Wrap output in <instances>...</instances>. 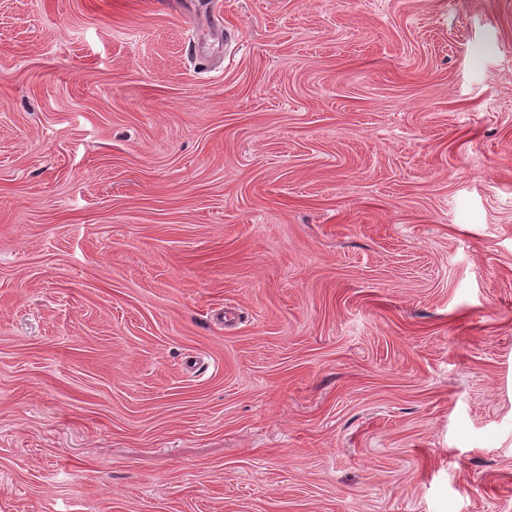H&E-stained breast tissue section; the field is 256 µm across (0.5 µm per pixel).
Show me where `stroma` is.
I'll use <instances>...</instances> for the list:
<instances>
[{"instance_id":"35a3bbf8","label":"stroma","mask_w":512,"mask_h":512,"mask_svg":"<svg viewBox=\"0 0 512 512\" xmlns=\"http://www.w3.org/2000/svg\"><path fill=\"white\" fill-rule=\"evenodd\" d=\"M0 512H512V0H0Z\"/></svg>"}]
</instances>
